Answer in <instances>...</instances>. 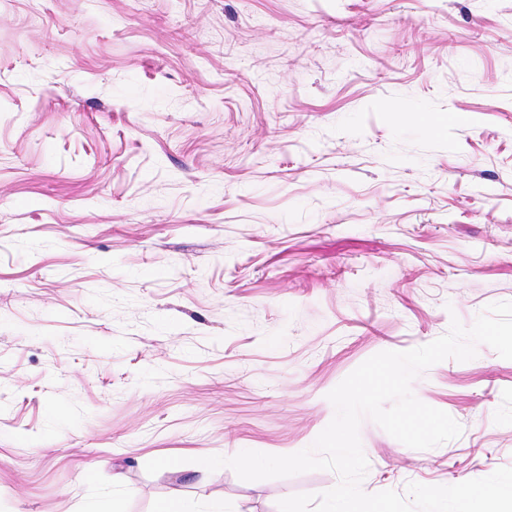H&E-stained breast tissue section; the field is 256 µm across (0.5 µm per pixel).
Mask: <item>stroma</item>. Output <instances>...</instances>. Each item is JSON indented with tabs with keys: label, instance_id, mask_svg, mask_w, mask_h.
<instances>
[{
	"label": "stroma",
	"instance_id": "stroma-1",
	"mask_svg": "<svg viewBox=\"0 0 512 512\" xmlns=\"http://www.w3.org/2000/svg\"><path fill=\"white\" fill-rule=\"evenodd\" d=\"M512 301V0H0V512H278L328 393ZM365 492L512 467V360ZM179 463L147 474L148 461Z\"/></svg>",
	"mask_w": 512,
	"mask_h": 512
}]
</instances>
